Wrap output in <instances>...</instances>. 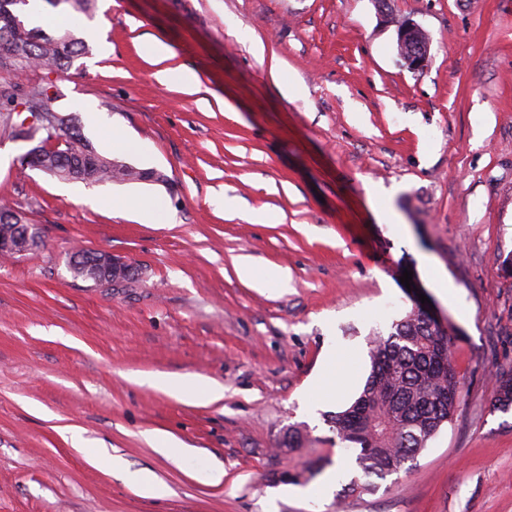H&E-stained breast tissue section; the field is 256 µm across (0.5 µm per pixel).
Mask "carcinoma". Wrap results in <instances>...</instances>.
<instances>
[{
  "mask_svg": "<svg viewBox=\"0 0 512 512\" xmlns=\"http://www.w3.org/2000/svg\"><path fill=\"white\" fill-rule=\"evenodd\" d=\"M30 2L0 0V73L41 69L59 75L91 54L79 29L95 15L97 0H43L67 21L54 34L28 27ZM64 98L61 87L51 81L0 83V132L13 139L21 134L36 137L38 154L28 167L41 164L60 180L134 181L133 166L100 155L74 118L63 113ZM26 223L22 213L0 206V236L11 234L10 225ZM453 340V327L441 328L413 307L393 321L388 335L370 341L371 370L362 392L327 419L336 437L358 450V472L343 485L345 496L376 492L452 421L460 398L459 377L448 376ZM496 383L493 407L507 412L512 409V375L501 374Z\"/></svg>",
  "mask_w": 512,
  "mask_h": 512,
  "instance_id": "carcinoma-1",
  "label": "carcinoma"
}]
</instances>
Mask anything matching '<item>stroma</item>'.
<instances>
[{
    "label": "stroma",
    "mask_w": 512,
    "mask_h": 512,
    "mask_svg": "<svg viewBox=\"0 0 512 512\" xmlns=\"http://www.w3.org/2000/svg\"><path fill=\"white\" fill-rule=\"evenodd\" d=\"M390 7L425 30L424 70L399 64L374 0H98L62 107L100 153L168 180H60L0 136V203L43 232L0 258V512H512V410L493 407L496 374L512 373V0ZM148 36L169 58L145 54ZM182 68L193 91L157 78ZM142 198L171 220L142 222ZM80 248L121 257L136 283L75 277ZM242 259L287 284L242 281ZM407 270L462 333L457 412L376 493L308 496L289 472L356 456L314 389L325 347L345 359L340 410L363 389L370 337L412 307ZM148 373L211 379L224 398L179 401L135 383ZM292 426L304 447L286 448ZM64 427L166 495L140 497ZM150 431L193 455L160 454ZM63 433L70 434V439L74 449L83 454L89 461L103 462L107 468L112 469V471L122 468L121 462L115 457L105 455L102 448H82V437L77 430L64 429Z\"/></svg>",
    "instance_id": "35a3bbf8"
}]
</instances>
